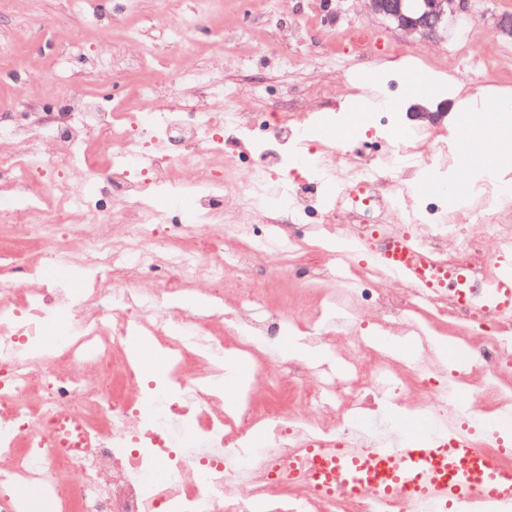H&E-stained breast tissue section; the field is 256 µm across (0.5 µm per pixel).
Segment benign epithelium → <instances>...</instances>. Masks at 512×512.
<instances>
[{
	"label": "benign epithelium",
	"mask_w": 512,
	"mask_h": 512,
	"mask_svg": "<svg viewBox=\"0 0 512 512\" xmlns=\"http://www.w3.org/2000/svg\"><path fill=\"white\" fill-rule=\"evenodd\" d=\"M367 11L381 17L396 29L409 36L435 38L448 26L451 20L474 19L476 0H363ZM447 105H440V111L429 112L425 107L414 105L408 112L413 122L427 118L436 120L444 115Z\"/></svg>",
	"instance_id": "obj_1"
}]
</instances>
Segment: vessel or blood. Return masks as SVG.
<instances>
[{"label": "vessel or blood", "mask_w": 512, "mask_h": 512, "mask_svg": "<svg viewBox=\"0 0 512 512\" xmlns=\"http://www.w3.org/2000/svg\"><path fill=\"white\" fill-rule=\"evenodd\" d=\"M369 253L385 273L421 294L448 296L457 306L483 316L512 317L508 258H492V272L473 290L465 285L464 269L439 266L434 253L408 232L375 229ZM490 445L497 448V455L487 453ZM303 449L313 464L310 476L326 497L339 489L359 491L366 487L367 475L374 473L380 477L375 491L383 497L406 489L417 501L450 505L478 497L512 505V471L500 462L512 455V434L503 420L470 435L451 425L435 427L425 417L377 448L339 451L307 442Z\"/></svg>", "instance_id": "vessel-or-blood-1"}]
</instances>
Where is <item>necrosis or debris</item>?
Listing matches in <instances>:
<instances>
[{
  "mask_svg": "<svg viewBox=\"0 0 512 512\" xmlns=\"http://www.w3.org/2000/svg\"><path fill=\"white\" fill-rule=\"evenodd\" d=\"M156 93L142 82L127 103L73 94L49 123L36 112L0 116L19 144L0 150V176L13 187L0 221L38 246L29 258L0 238L10 258L0 265L9 282L0 288V512H28L33 485L51 512H404L396 495L323 498L307 468L270 453L306 440L339 443L353 413L384 404L424 408L443 424L512 414V323L425 299L357 256L370 236L367 216L403 212L411 193L422 202L412 232L440 262L481 279L492 250L512 245V186L487 183L481 206L439 221L441 185L429 172L407 183L419 158L382 112L375 118L387 155L348 141L338 199L319 204L287 172L331 177L330 159L312 146L317 113H271L257 141L253 114L188 113L176 98L155 111ZM228 127L251 152L225 150ZM174 140L183 145L176 156ZM185 166L201 179L179 180ZM158 188L192 194L193 223H171L153 203ZM315 204L321 223H302ZM272 257L291 287H275L271 276L239 287L241 272ZM324 279L336 283L329 304L346 314L331 328L306 325L299 313L308 283ZM194 282L210 287L202 316L184 305ZM61 311L74 332L43 348ZM432 313L472 350L473 390H458L457 374H442L429 357L410 366L377 351L362 330L371 319L409 324ZM292 330L311 345H334L348 360L345 378L282 358L280 340ZM134 336L152 338L167 362L163 377L140 370ZM229 336L261 353L271 381L264 402L249 386L225 401Z\"/></svg>",
  "mask_w": 512,
  "mask_h": 512,
  "instance_id": "4bbe7bcc",
  "label": "necrosis or debris"
}]
</instances>
